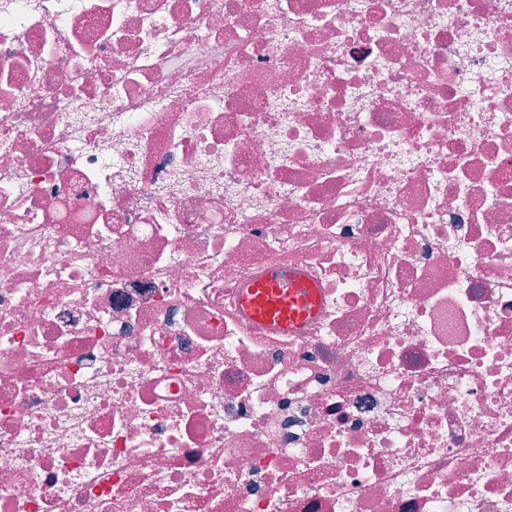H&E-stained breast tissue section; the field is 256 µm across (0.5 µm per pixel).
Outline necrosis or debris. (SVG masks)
Listing matches in <instances>:
<instances>
[{
  "label": "necrosis or debris",
  "mask_w": 512,
  "mask_h": 512,
  "mask_svg": "<svg viewBox=\"0 0 512 512\" xmlns=\"http://www.w3.org/2000/svg\"><path fill=\"white\" fill-rule=\"evenodd\" d=\"M0 512H512V0H0ZM244 306L256 324L292 331L315 314L317 300L300 276L276 271L247 292Z\"/></svg>",
  "instance_id": "obj_1"
}]
</instances>
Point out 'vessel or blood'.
Listing matches in <instances>:
<instances>
[{"label": "vessel or blood", "instance_id": "vessel-or-blood-1", "mask_svg": "<svg viewBox=\"0 0 512 512\" xmlns=\"http://www.w3.org/2000/svg\"><path fill=\"white\" fill-rule=\"evenodd\" d=\"M244 306L256 324L291 331L315 314L317 300L300 276L276 271L247 292Z\"/></svg>", "mask_w": 512, "mask_h": 512}]
</instances>
